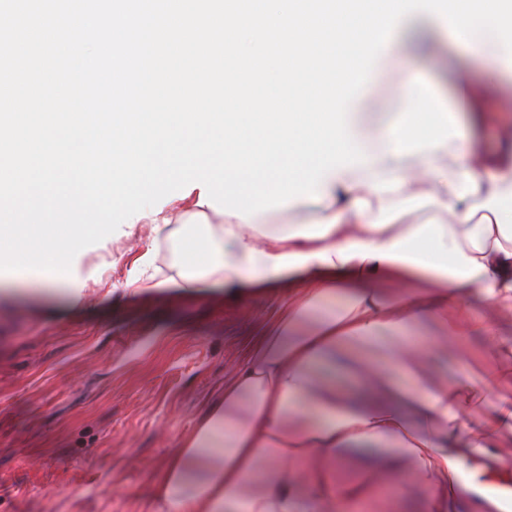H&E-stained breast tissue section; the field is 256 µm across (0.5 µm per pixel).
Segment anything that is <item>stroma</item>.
Returning <instances> with one entry per match:
<instances>
[{"mask_svg": "<svg viewBox=\"0 0 512 512\" xmlns=\"http://www.w3.org/2000/svg\"><path fill=\"white\" fill-rule=\"evenodd\" d=\"M404 62L443 91L483 65L449 40ZM158 206L183 216L167 239L148 222L125 223L50 287L29 279L0 293V512H135L258 325L277 314L281 296L255 288L130 290L147 263L158 278L176 275L186 243L203 247L219 221L183 189ZM388 494L399 512H422L427 490L406 468L359 512Z\"/></svg>", "mask_w": 512, "mask_h": 512, "instance_id": "35a3bbf8", "label": "stroma"}]
</instances>
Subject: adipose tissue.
Returning <instances> with one entry per match:
<instances>
[{
    "instance_id": "adipose-tissue-1",
    "label": "adipose tissue",
    "mask_w": 512,
    "mask_h": 512,
    "mask_svg": "<svg viewBox=\"0 0 512 512\" xmlns=\"http://www.w3.org/2000/svg\"><path fill=\"white\" fill-rule=\"evenodd\" d=\"M447 32L424 11L392 31L371 76L397 78L402 101L420 109L390 112L369 89L354 100L346 120L369 160L331 171L310 223L225 216L207 232L204 263L163 280L292 292L139 512H348L364 491L336 484L328 468L354 452L382 474L413 461L429 489L424 512H461L455 462L512 439V373L487 370L461 347L463 380L441 385L426 349L409 341L431 322L458 344L481 330L492 351L512 356V339L465 300L477 288L483 304L512 311V123L499 124L494 151L472 131L512 65L500 43L474 38L487 67L458 74L448 101L432 88L416 93L408 69L387 68L408 35L430 45ZM335 299L336 311L306 324ZM477 381L496 397L466 422L461 393Z\"/></svg>"
}]
</instances>
